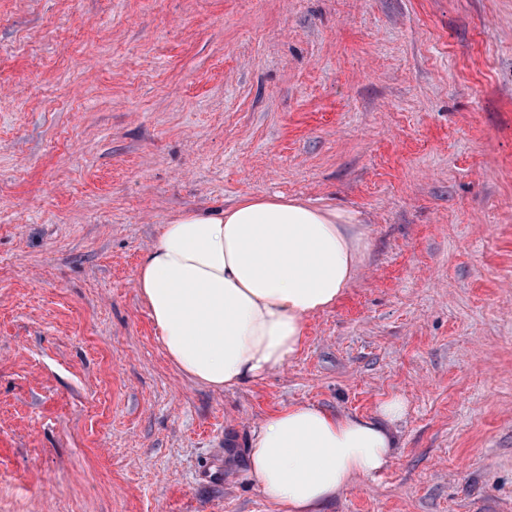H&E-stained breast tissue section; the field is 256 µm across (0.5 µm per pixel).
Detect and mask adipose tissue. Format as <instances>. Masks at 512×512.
<instances>
[{"label": "adipose tissue", "instance_id": "ef3b65f1", "mask_svg": "<svg viewBox=\"0 0 512 512\" xmlns=\"http://www.w3.org/2000/svg\"><path fill=\"white\" fill-rule=\"evenodd\" d=\"M366 248L349 211L256 196L161 225L134 284L179 372L231 390L296 356L309 316L344 294ZM405 413L396 394L367 415L281 407L253 430L248 469L261 494L287 512H322L389 466Z\"/></svg>", "mask_w": 512, "mask_h": 512}]
</instances>
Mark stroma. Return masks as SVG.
<instances>
[{
	"label": "stroma",
	"mask_w": 512,
	"mask_h": 512,
	"mask_svg": "<svg viewBox=\"0 0 512 512\" xmlns=\"http://www.w3.org/2000/svg\"><path fill=\"white\" fill-rule=\"evenodd\" d=\"M258 195L369 247L295 358L216 391L134 275ZM391 394L390 466L324 512H512V0H0V512H283L264 416Z\"/></svg>",
	"instance_id": "obj_1"
}]
</instances>
